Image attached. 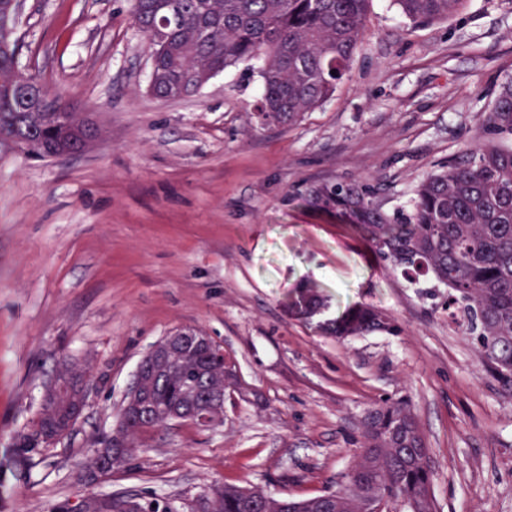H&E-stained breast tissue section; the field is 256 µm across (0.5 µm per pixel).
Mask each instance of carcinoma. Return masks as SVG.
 Wrapping results in <instances>:
<instances>
[{"instance_id": "cac0c4a2", "label": "carcinoma", "mask_w": 512, "mask_h": 512, "mask_svg": "<svg viewBox=\"0 0 512 512\" xmlns=\"http://www.w3.org/2000/svg\"><path fill=\"white\" fill-rule=\"evenodd\" d=\"M410 19L430 23L455 15L464 0H396ZM368 0H132L135 24L152 59L150 93L177 99L197 92L214 75L242 60L260 59L262 92L257 117L286 126L333 96L362 38ZM17 54H0V140L30 153L76 149L87 135L83 120L66 121L34 106L43 87L23 97L8 88ZM336 74H331V71ZM512 80L502 83L478 142L458 161L425 176L407 212L389 214L365 187L338 183L312 192L315 204L334 210L360 231L371 252L409 280L426 278L448 289V315L461 316L482 361L501 387L512 390ZM374 331L399 332L395 319L371 304L337 319L338 339ZM205 352L189 345L154 367L153 384L138 419L119 421L115 453L130 468L138 436L170 422L201 400L214 372ZM364 443L326 494L290 500L261 489L224 486L196 500L193 512H367L366 491L379 503L400 500L411 512H435L429 448L405 400L367 412ZM144 512H177L172 502L142 496ZM120 495L94 497L91 512H121Z\"/></svg>"}]
</instances>
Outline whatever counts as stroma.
I'll return each mask as SVG.
<instances>
[{
    "label": "stroma",
    "mask_w": 512,
    "mask_h": 512,
    "mask_svg": "<svg viewBox=\"0 0 512 512\" xmlns=\"http://www.w3.org/2000/svg\"><path fill=\"white\" fill-rule=\"evenodd\" d=\"M13 37L20 68L99 137L55 159L0 145V512H49L90 492L191 512L222 484L312 497L355 460L367 410L396 399L425 436L436 512H512V393L449 323L446 289L393 271L308 198L347 182L375 188L387 212L410 209L417 183L458 159L512 78V0H465L428 25L370 0L334 95L287 126L256 116L255 60L192 95L153 97L131 0H27ZM304 288L319 304L300 313ZM357 304L387 310L399 332L328 334ZM183 328L236 367L223 423L153 428L131 469L88 482L140 360ZM65 360L90 375L84 414L18 460Z\"/></svg>",
    "instance_id": "stroma-1"
}]
</instances>
